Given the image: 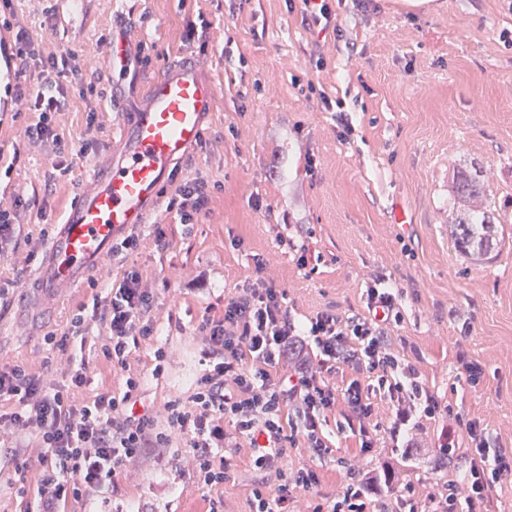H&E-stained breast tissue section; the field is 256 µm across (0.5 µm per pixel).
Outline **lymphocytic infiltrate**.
<instances>
[{
  "label": "lymphocytic infiltrate",
  "instance_id": "f902f5d3",
  "mask_svg": "<svg viewBox=\"0 0 512 512\" xmlns=\"http://www.w3.org/2000/svg\"><path fill=\"white\" fill-rule=\"evenodd\" d=\"M8 47L18 74L32 77L30 86L13 93L16 104L37 115L25 137L60 149L55 116L69 107V87L84 78L76 54H41L22 26ZM210 200L208 182L196 177L179 185L166 208L180 223L196 224L207 217ZM110 292L102 308L75 314L68 334L85 336L93 319L104 324L103 354L124 372L119 390L79 405L71 391L87 384L85 364L70 370L68 383L48 385L22 366L0 363V427L18 440L38 436L37 458L46 472L36 488L38 512H60L68 500L117 485L129 464L160 457L174 431L186 436L197 483L206 490L229 479L227 448L246 442L259 476L249 512H288L298 492L321 484L320 467L336 451L324 425L336 410L343 417L339 433L360 453L383 439L393 450L374 465L347 471L340 493L317 496L313 512H374L379 504L418 512L416 489L402 474L404 462L416 455L469 459L463 478L449 480L432 497L433 512H457L462 504L467 512H490L497 485L512 477V448L493 446L479 420L442 403L395 349L392 336L404 319L400 286L375 279L360 310L341 315L326 308L299 321L285 291L264 278L236 285L224 295L223 317L199 324L205 370L188 404L169 403L163 430L141 398V375L126 370L131 345L155 333L156 296L134 268ZM338 376L343 384H335ZM382 404L389 410L384 423L377 413ZM299 443L310 459L288 465L286 449ZM269 475L274 484L266 483Z\"/></svg>",
  "mask_w": 512,
  "mask_h": 512
}]
</instances>
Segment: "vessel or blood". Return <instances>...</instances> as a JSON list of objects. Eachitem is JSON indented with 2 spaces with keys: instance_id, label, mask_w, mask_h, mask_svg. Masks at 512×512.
<instances>
[{
  "instance_id": "1",
  "label": "vessel or blood",
  "mask_w": 512,
  "mask_h": 512,
  "mask_svg": "<svg viewBox=\"0 0 512 512\" xmlns=\"http://www.w3.org/2000/svg\"><path fill=\"white\" fill-rule=\"evenodd\" d=\"M134 29L118 23L112 55L131 53ZM218 98L217 84L195 59L168 60L122 104V119L95 169L57 222L35 273L40 292L80 287L132 228L147 223L177 166L193 157Z\"/></svg>"
}]
</instances>
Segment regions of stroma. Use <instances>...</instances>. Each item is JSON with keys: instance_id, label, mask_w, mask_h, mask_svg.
Returning a JSON list of instances; mask_svg holds the SVG:
<instances>
[{"instance_id": "35a3bbf8", "label": "stroma", "mask_w": 512, "mask_h": 512, "mask_svg": "<svg viewBox=\"0 0 512 512\" xmlns=\"http://www.w3.org/2000/svg\"><path fill=\"white\" fill-rule=\"evenodd\" d=\"M56 14V31L41 27L44 7ZM332 9L341 37L320 38L305 29L288 0H248L229 16L224 0H14L16 20L49 50H72L97 63L94 86L71 89L57 132L64 172L52 191L44 179L53 158L23 136L35 114L0 117V203L32 200L20 212L16 244L0 261V277L16 279L0 301V361L24 366L50 382L65 379V354L49 349L47 334L66 332L80 305L105 295L110 283L136 267L155 291L157 340L139 341L128 362L144 374L143 393L158 422L165 405L187 399L202 372L204 317L221 318L218 296L255 276L254 255L264 275L286 293L299 318L325 308L344 314L360 309L377 277L404 287V321L397 334L426 385L484 422L502 444H512V0H337ZM127 16L150 43L151 62L137 72L151 81L161 62L180 54L203 61L219 88L205 145L181 165L178 179L197 176L219 183L210 212L199 224L178 223L158 208L138 227L140 248L110 256L99 272L65 298L30 297L33 269L53 224L89 172L106 156L119 108L109 103L112 59L98 41ZM208 24L202 38L190 29ZM325 64L316 67L314 52ZM336 101L324 110L321 96ZM347 120L346 138L336 135ZM316 169L307 171L306 157ZM483 187V210L498 228L495 245L472 259L451 231L460 215L453 186L459 175ZM268 204L255 211L251 198ZM169 246L156 251L155 225ZM301 236L322 259L316 271L299 268L295 252H282L275 225ZM208 270L213 295L194 294L182 283ZM100 321L90 324L83 356L91 382L75 390L76 402L118 389L121 371L101 350ZM164 347L160 376H152L153 352ZM465 349L485 376L471 386L456 361ZM339 458L323 465L321 491L340 492L346 468L372 465L387 448L359 454L340 439ZM248 448L233 450L231 477L218 487L224 512H249L257 480ZM25 464L17 476L16 464ZM465 459L437 469L426 459L406 471L419 499L433 494L448 474H463ZM44 470L27 448L0 449V512H25ZM66 512H206L192 459L180 435H172L161 459L129 466L119 492L103 490L71 501Z\"/></svg>"}]
</instances>
